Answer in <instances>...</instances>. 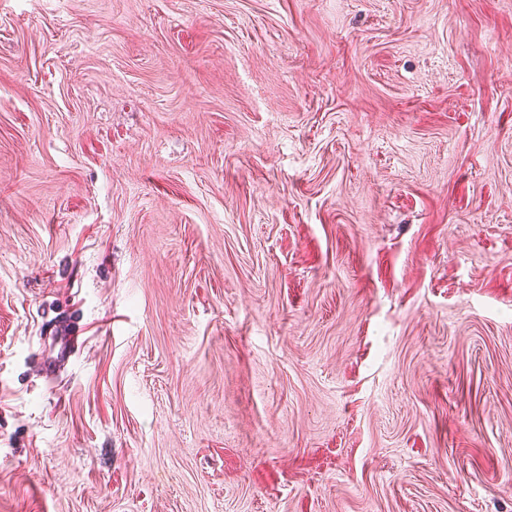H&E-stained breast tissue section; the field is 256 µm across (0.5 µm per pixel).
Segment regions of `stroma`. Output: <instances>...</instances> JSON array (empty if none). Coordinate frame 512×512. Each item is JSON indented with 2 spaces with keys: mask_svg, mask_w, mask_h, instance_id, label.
Masks as SVG:
<instances>
[{
  "mask_svg": "<svg viewBox=\"0 0 512 512\" xmlns=\"http://www.w3.org/2000/svg\"><path fill=\"white\" fill-rule=\"evenodd\" d=\"M0 512H512V0H0Z\"/></svg>",
  "mask_w": 512,
  "mask_h": 512,
  "instance_id": "stroma-1",
  "label": "stroma"
}]
</instances>
